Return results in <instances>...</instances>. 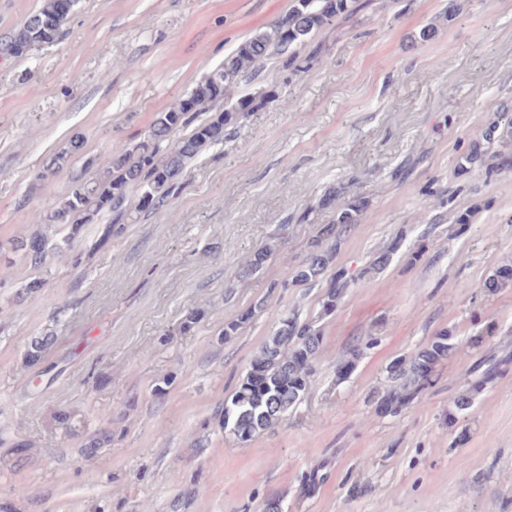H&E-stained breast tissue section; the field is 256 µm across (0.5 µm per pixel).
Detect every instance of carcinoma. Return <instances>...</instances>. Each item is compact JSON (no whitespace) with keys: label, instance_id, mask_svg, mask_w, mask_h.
<instances>
[{"label":"carcinoma","instance_id":"1","mask_svg":"<svg viewBox=\"0 0 512 512\" xmlns=\"http://www.w3.org/2000/svg\"><path fill=\"white\" fill-rule=\"evenodd\" d=\"M79 0H40L12 35L7 49L23 55L56 42ZM356 0H292L288 13L269 26L240 42L224 56V61L199 80L187 94L177 98L163 112L155 115L143 137L110 151L91 174L83 171L71 175L67 193L48 210L34 217L36 224H48L63 234L62 242L70 245L84 226L100 224L99 245L106 246L121 236L126 226L136 223L141 214L167 205L182 191L192 166L216 146L226 141V130L246 126L255 112L273 101L278 92L256 84L267 64L276 62L283 76L282 85L305 72L316 60L299 56L317 32L331 20L355 10ZM81 144L56 153L39 179L57 176L70 163ZM512 158V110L495 113L483 133V142L474 141L458 157L457 167L468 171L474 167L496 168L493 160ZM341 190L327 189L320 199L324 209L332 210L330 223L321 227L303 264L292 280L315 284L323 279L336 256V243L352 226L360 223L368 201L355 195L342 202ZM24 259L40 268L48 255L61 251L47 235L36 232L21 241ZM270 249L261 248L249 255L243 271L261 270ZM345 272L334 273L321 298L319 316L332 314L350 288ZM512 285V263L498 268L483 288L496 291ZM264 308L256 303L237 318L224 323L223 339L236 335L244 323ZM53 336H35L26 354L29 365H37L51 344ZM323 337L316 321L300 320L293 313L282 317L263 341L234 392L224 401L222 428L241 442L256 433L278 425L298 411L305 401ZM456 349L453 334L446 330L433 336L409 360L398 362L390 371L391 385L380 402L383 413L396 416L429 383L436 366ZM362 355L360 344L346 347L336 363L338 380L348 378ZM489 372L468 385L448 409V420L468 412L475 404L481 383L490 379ZM112 431L101 429L83 445L86 459L95 456Z\"/></svg>","mask_w":512,"mask_h":512}]
</instances>
